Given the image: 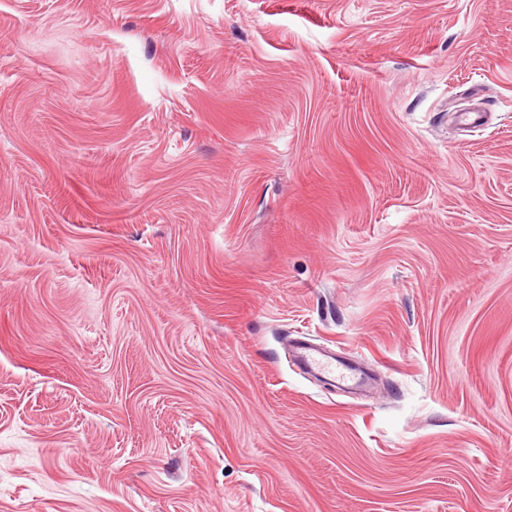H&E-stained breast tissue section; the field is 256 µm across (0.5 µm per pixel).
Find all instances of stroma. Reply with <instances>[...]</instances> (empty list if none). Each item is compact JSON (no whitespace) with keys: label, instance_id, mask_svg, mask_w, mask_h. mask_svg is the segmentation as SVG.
<instances>
[{"label":"stroma","instance_id":"stroma-1","mask_svg":"<svg viewBox=\"0 0 512 512\" xmlns=\"http://www.w3.org/2000/svg\"><path fill=\"white\" fill-rule=\"evenodd\" d=\"M0 512H512V0H0ZM298 360L309 370L331 376L340 382L357 380V374L350 365L325 355L322 351L309 346L300 347Z\"/></svg>","mask_w":512,"mask_h":512}]
</instances>
